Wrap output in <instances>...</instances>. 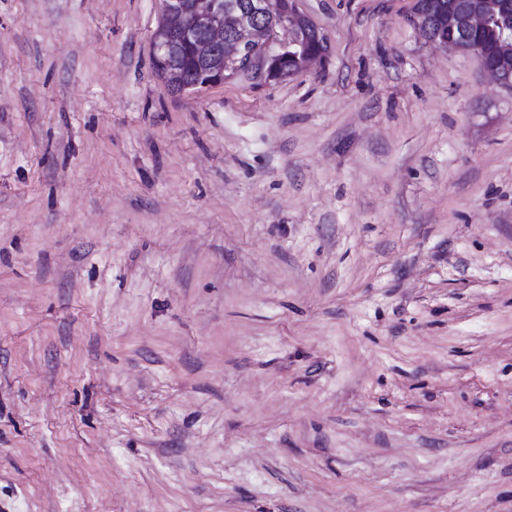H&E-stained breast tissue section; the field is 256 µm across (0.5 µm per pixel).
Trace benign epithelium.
I'll return each mask as SVG.
<instances>
[{
    "label": "benign epithelium",
    "mask_w": 512,
    "mask_h": 512,
    "mask_svg": "<svg viewBox=\"0 0 512 512\" xmlns=\"http://www.w3.org/2000/svg\"><path fill=\"white\" fill-rule=\"evenodd\" d=\"M160 8L165 38L152 40V57L158 64H165L177 43L195 44L204 61L215 51L223 53L224 66L208 77V87L236 76L244 65L258 68L268 80H280L286 74L288 60H297L302 71L325 54L323 50L307 49L295 26L299 17L296 0H221L211 10L201 12L193 25L185 22L183 0H160ZM510 17L512 0H498L494 12L488 10L484 0H448V24L429 41L449 49L458 37H472ZM479 57L494 78L512 83V69L499 66L484 52Z\"/></svg>",
    "instance_id": "obj_1"
}]
</instances>
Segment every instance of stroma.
Listing matches in <instances>:
<instances>
[{
    "label": "stroma",
    "mask_w": 512,
    "mask_h": 512,
    "mask_svg": "<svg viewBox=\"0 0 512 512\" xmlns=\"http://www.w3.org/2000/svg\"><path fill=\"white\" fill-rule=\"evenodd\" d=\"M414 4L173 94L159 0H0V512H512V86Z\"/></svg>",
    "instance_id": "stroma-1"
}]
</instances>
